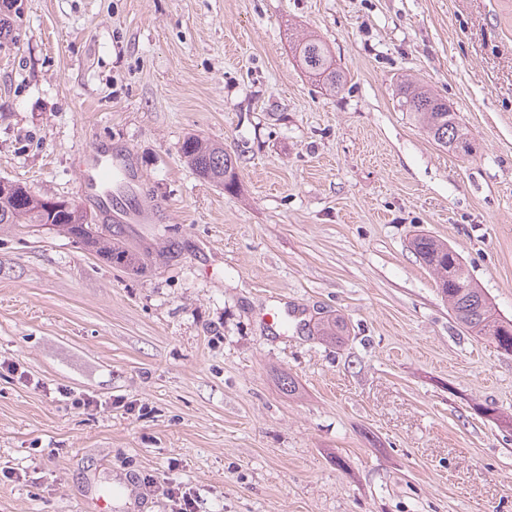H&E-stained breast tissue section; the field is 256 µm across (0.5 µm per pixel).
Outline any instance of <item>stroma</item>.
<instances>
[{"label": "stroma", "instance_id": "1", "mask_svg": "<svg viewBox=\"0 0 512 512\" xmlns=\"http://www.w3.org/2000/svg\"><path fill=\"white\" fill-rule=\"evenodd\" d=\"M22 2L0 178L81 202L98 145L152 221L113 225L122 261L0 228V512H175L172 485L195 512H512V353L410 247L448 242L512 319V0ZM406 77L470 155L401 110ZM191 135L234 155L235 190L184 161ZM293 41L295 56L298 57L302 70L310 78L321 84L326 91L336 93L344 88L347 76L343 70L336 67L328 48L319 38L311 34H302L296 36ZM398 95L402 109L414 115L437 145L454 154L472 152L468 133L445 99L409 78L401 82Z\"/></svg>", "mask_w": 512, "mask_h": 512}]
</instances>
